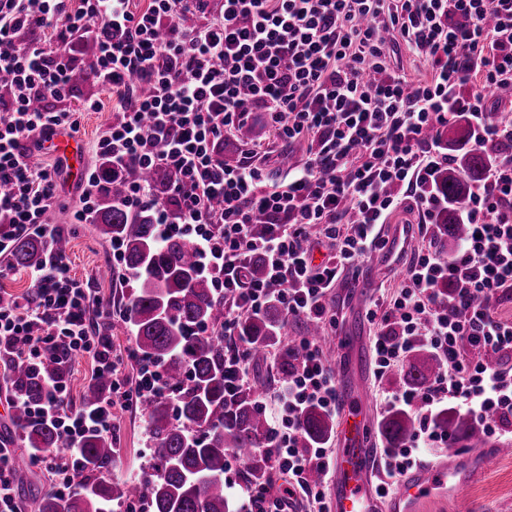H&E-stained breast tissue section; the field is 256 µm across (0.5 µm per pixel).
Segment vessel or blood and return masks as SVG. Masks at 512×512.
Listing matches in <instances>:
<instances>
[{"label":"vessel or blood","instance_id":"vessel-or-blood-1","mask_svg":"<svg viewBox=\"0 0 512 512\" xmlns=\"http://www.w3.org/2000/svg\"><path fill=\"white\" fill-rule=\"evenodd\" d=\"M50 142L62 166L74 169L82 157L79 140L59 129ZM341 400L349 404L351 420L339 427L344 446L336 452L330 480L334 512H424L428 502L458 496L464 486L484 473L487 458L483 449L452 444L442 454L406 471L397 492L377 498L372 488L377 452L366 445V419L360 406L352 404L350 392H343Z\"/></svg>","mask_w":512,"mask_h":512}]
</instances>
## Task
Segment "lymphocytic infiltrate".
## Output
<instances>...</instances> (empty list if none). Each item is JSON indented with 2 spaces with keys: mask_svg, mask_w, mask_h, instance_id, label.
Here are the masks:
<instances>
[{
  "mask_svg": "<svg viewBox=\"0 0 512 512\" xmlns=\"http://www.w3.org/2000/svg\"><path fill=\"white\" fill-rule=\"evenodd\" d=\"M190 12L200 21L189 29L182 19ZM24 30L48 38L11 51ZM90 31L99 45L95 82L117 118L97 142L100 164L88 172L72 220L88 223L109 173L125 182L126 209L152 210L160 237L192 243L201 274L224 301L232 395L250 386L249 353L236 342L242 317L261 313L273 298L288 318L322 317L340 270L378 245L377 227L391 213L409 201L423 221L435 217L442 205L435 174L449 156L433 132L447 124L451 108L475 123L479 146L512 145V121L485 100L487 89L512 87V0H221L216 11L209 0H149L144 7L138 0H78L70 9L61 0H0V72L11 77L0 98V255L20 236L48 244L29 272L33 302L0 305V359L69 364L87 354L93 376L111 379L108 393L88 408L69 407L61 379L51 382L47 398L25 407L61 442L34 455L61 497L76 484L82 439L111 434L113 409L137 407L161 389L158 366L134 347L114 353L108 307L52 248L60 228L47 215L59 200L58 171L31 161L56 129L79 130L77 113L53 103L69 95L74 49ZM403 46L424 61L425 78L388 65V52ZM256 112L268 115L283 142L310 141L285 188L268 189L254 157L224 162L225 138ZM159 169L177 175L169 206L143 177ZM464 210L469 235L461 249L446 257L431 244L414 253L375 338L378 373L421 345L443 362L429 385L387 400L415 410L418 426L407 445L383 450V494L425 449L447 447L449 435L432 422L439 406L464 409L490 435L512 427V319L495 313L512 291V152L490 168ZM257 224L263 235H254ZM315 227L335 241V264L316 262L308 244ZM254 257L265 269L257 280L246 276ZM293 354L294 374L268 417L271 472L288 484L244 485L240 512H288L298 493L324 506L325 492L309 474L329 470L328 450L303 446L300 427L308 407L335 412L336 379L314 340L302 339ZM126 359L138 367L136 383L123 374Z\"/></svg>",
  "mask_w": 512,
  "mask_h": 512,
  "instance_id": "obj_1",
  "label": "lymphocytic infiltrate"
}]
</instances>
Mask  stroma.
Here are the masks:
<instances>
[{
	"instance_id": "1",
	"label": "stroma",
	"mask_w": 512,
	"mask_h": 512,
	"mask_svg": "<svg viewBox=\"0 0 512 512\" xmlns=\"http://www.w3.org/2000/svg\"><path fill=\"white\" fill-rule=\"evenodd\" d=\"M95 99L101 102L100 110H84V102ZM55 107L79 110L82 165L84 169H92L98 163L96 142L115 117L108 94L102 93L97 84L76 81L70 96L57 101ZM80 193V186L74 183L72 176L62 174L55 221L63 225L70 237L67 261L72 274L89 282L95 294L111 308L108 334L114 349L120 351L130 339L124 318L130 288L122 277L123 265L112 260L111 242L98 237L93 225L67 223L64 210L74 205ZM417 222L415 210L393 213L388 223L381 227V245L362 263L360 278L355 280L350 273H342L327 297L326 314L336 319L335 327L327 331L329 340L323 346L330 370L337 382L361 388L370 427V445L378 449L384 446L377 424L388 410L385 399L401 393L403 387L393 373L381 377L375 374L373 338L381 325L379 321L369 320L366 311L381 305L400 289L408 255L429 243V233L417 229ZM10 375L9 367L0 362V437L7 439L16 451L18 497L24 500L47 490L49 476L29 463V450L19 439L10 403ZM504 441L505 449L490 462L480 480L466 487L459 499L429 503L426 512H512V436H505ZM113 443L116 454L106 473L112 482L132 480L151 466V443L139 410L118 411Z\"/></svg>"
}]
</instances>
